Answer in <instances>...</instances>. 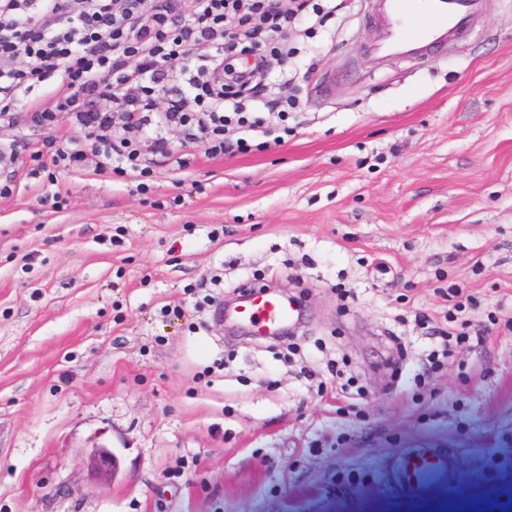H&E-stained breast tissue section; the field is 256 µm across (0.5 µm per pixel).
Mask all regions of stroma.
<instances>
[{
    "instance_id": "35a3bbf8",
    "label": "stroma",
    "mask_w": 512,
    "mask_h": 512,
    "mask_svg": "<svg viewBox=\"0 0 512 512\" xmlns=\"http://www.w3.org/2000/svg\"><path fill=\"white\" fill-rule=\"evenodd\" d=\"M370 3L335 0L289 68L270 62L283 142L191 144L149 191L34 174L47 139L73 146L66 113L0 127V512H512V0L411 59L376 56ZM218 272L227 299L300 297L293 344L224 327L201 303ZM452 314L481 344L416 381L418 316ZM411 448L447 449L458 473L394 493Z\"/></svg>"
}]
</instances>
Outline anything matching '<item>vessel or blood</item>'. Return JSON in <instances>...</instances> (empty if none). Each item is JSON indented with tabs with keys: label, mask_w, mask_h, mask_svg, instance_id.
I'll use <instances>...</instances> for the list:
<instances>
[{
	"label": "vessel or blood",
	"mask_w": 512,
	"mask_h": 512,
	"mask_svg": "<svg viewBox=\"0 0 512 512\" xmlns=\"http://www.w3.org/2000/svg\"><path fill=\"white\" fill-rule=\"evenodd\" d=\"M485 0H374V15L385 30L376 51L384 57H420L468 31L483 11ZM243 326L274 336L299 317L295 298L272 288H259L244 304L227 313ZM456 461L434 448H414L399 460L391 482L413 495L424 494L423 473H455Z\"/></svg>",
	"instance_id": "b4317fda"
}]
</instances>
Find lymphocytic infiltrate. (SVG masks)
<instances>
[{"instance_id":"obj_1","label":"lymphocytic infiltrate","mask_w":512,"mask_h":512,"mask_svg":"<svg viewBox=\"0 0 512 512\" xmlns=\"http://www.w3.org/2000/svg\"><path fill=\"white\" fill-rule=\"evenodd\" d=\"M312 16L330 18L318 0H0V125L21 107L47 130L67 113L79 138L55 150L56 168L88 162L142 181L160 166L184 168V143L200 138L211 156L249 151L247 139L226 136L224 112L265 87L250 72L222 85L212 76L228 55L288 61L289 33ZM49 81L51 107L30 97ZM103 97L111 106L93 108Z\"/></svg>"}]
</instances>
